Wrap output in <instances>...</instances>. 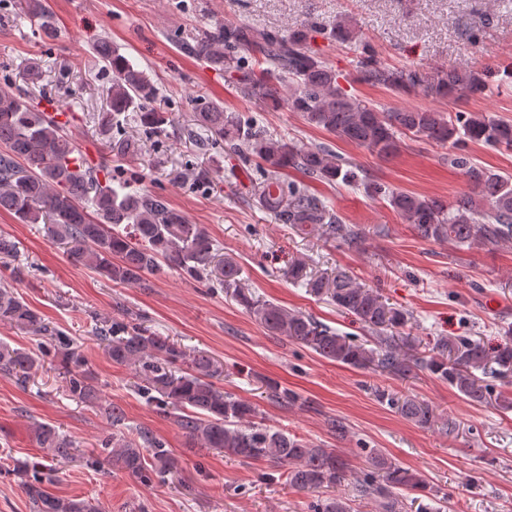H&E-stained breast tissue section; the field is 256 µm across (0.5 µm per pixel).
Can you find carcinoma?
Masks as SVG:
<instances>
[{"instance_id": "cac0c4a2", "label": "carcinoma", "mask_w": 512, "mask_h": 512, "mask_svg": "<svg viewBox=\"0 0 512 512\" xmlns=\"http://www.w3.org/2000/svg\"><path fill=\"white\" fill-rule=\"evenodd\" d=\"M22 13L40 22L46 38L56 34L48 0H20ZM337 43L357 41L346 21L325 30L304 23L291 31L279 27L254 28L246 24L217 23L203 30L183 48L244 96L272 109L287 103L305 122L336 138L367 149L378 157L394 154L401 137L412 136L437 144H451L448 162L465 170L470 191L452 204L434 197L384 190L358 176L355 168L332 154L329 147L300 146L274 140L259 124L224 105L210 102L194 113L185 136L207 152L220 148L244 163L256 162L254 197L280 224L306 232L319 230L349 248L364 238L362 228L347 224L321 197L301 182L289 181L286 170L336 184L362 186L370 194L386 196L389 205L425 241L451 242L459 247L482 248L512 243V177L471 164L466 148L480 143L512 150V122L482 113L445 115L431 109L379 110L342 87L340 74L316 49V35ZM95 51L112 86L106 105L97 115L96 130L112 156L121 162L140 153L138 140L122 133L128 113L144 131L160 135L170 118L151 103L157 86L106 40ZM512 83V65L497 69L439 70L394 67L361 44L356 80L395 93L421 87L444 99L482 93L493 79ZM126 181L107 168L88 164L64 131L63 124L30 102V98L0 89V211L23 224L45 225L47 235L65 245L70 260L122 285H144L145 275L166 269L193 279L218 280L224 292L242 306L251 319L271 335L284 337L320 357L357 370L406 378L428 372L467 401L512 411V398L486 380V375L512 378V327L492 347L467 336H436L424 349L405 343L400 330L408 313L392 306L376 289L358 284L348 273L307 277L305 263L289 267L294 280L307 279L310 291L325 297L337 309L353 315L373 335L374 346L343 335L311 314L287 309L261 299L240 285V267L231 259L216 260L218 245L201 224H192L168 200L148 189L128 191ZM18 243L0 233V263L18 256ZM118 316L104 317L95 335L112 362L134 368L139 390L159 406L168 407L182 434L195 447L222 450L246 460H264L283 470L288 484L299 491L320 493L354 481L356 496L377 504L378 512H400L402 492L426 489L419 472L371 448L369 469L352 477L333 448L310 447L287 432L255 421L256 407L216 383L222 366L206 355H193L168 336H161L134 321L122 305ZM0 323L34 335H47L54 357L65 373L66 392L79 402L97 399L86 376L81 345L59 330H52L17 290L0 286ZM41 365L30 352L0 343V372L25 381ZM266 398L281 406H295L301 396L275 381L266 382ZM381 400L421 428L434 426V407L415 397L381 391ZM37 447L46 456L66 457L77 442L49 423L34 428ZM107 462L149 486L175 468L165 443L146 430L114 433L101 442ZM32 505L31 512H98L85 498H64L50 493V481L37 464L14 468ZM315 512H352L351 499L338 493L314 506Z\"/></svg>"}]
</instances>
